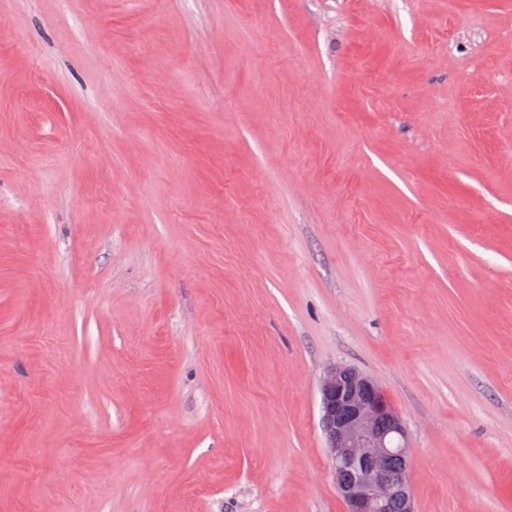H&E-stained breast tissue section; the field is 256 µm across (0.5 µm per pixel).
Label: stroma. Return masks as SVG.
I'll use <instances>...</instances> for the list:
<instances>
[{"mask_svg": "<svg viewBox=\"0 0 512 512\" xmlns=\"http://www.w3.org/2000/svg\"><path fill=\"white\" fill-rule=\"evenodd\" d=\"M512 512V0H0V512ZM320 427L347 512H415L401 416L383 390L349 366L328 369L319 383Z\"/></svg>", "mask_w": 512, "mask_h": 512, "instance_id": "35a3bbf8", "label": "stroma"}]
</instances>
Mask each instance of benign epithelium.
<instances>
[{
	"mask_svg": "<svg viewBox=\"0 0 512 512\" xmlns=\"http://www.w3.org/2000/svg\"><path fill=\"white\" fill-rule=\"evenodd\" d=\"M320 427L347 512H415L405 466L410 460L401 416L383 390L349 366L328 369L319 383Z\"/></svg>",
	"mask_w": 512,
	"mask_h": 512,
	"instance_id": "benign-epithelium-1",
	"label": "benign epithelium"
}]
</instances>
